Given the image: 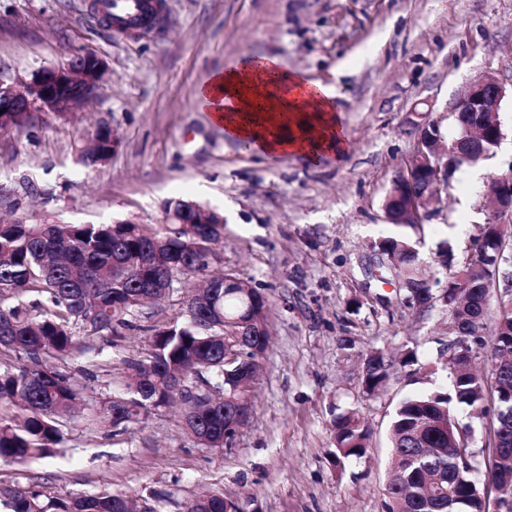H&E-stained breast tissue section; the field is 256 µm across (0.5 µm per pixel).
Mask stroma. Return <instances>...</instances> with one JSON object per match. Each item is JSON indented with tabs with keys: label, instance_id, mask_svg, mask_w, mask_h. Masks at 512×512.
Here are the masks:
<instances>
[{
	"label": "stroma",
	"instance_id": "obj_1",
	"mask_svg": "<svg viewBox=\"0 0 512 512\" xmlns=\"http://www.w3.org/2000/svg\"><path fill=\"white\" fill-rule=\"evenodd\" d=\"M97 2L0 0V79L84 52L108 66L80 111L37 112L27 127L0 128V216L155 224L172 198L212 209L224 217L214 269L269 299V344L250 418L224 447L196 442L170 406L109 440L92 427L94 411L123 383L146 327L174 320L181 299L145 307L121 336L94 338L101 353L92 361L69 360L87 373L60 453L0 463V484L36 483L50 496L124 493L153 512H185L207 491L238 499L245 512H384L396 405L450 390L454 335L446 307L407 303L375 243L407 238L426 275L447 283L483 235L487 180L512 169V96L497 115L498 147L452 172L424 224H389L382 204L423 117L453 140L449 106L474 79L512 83V0H157L160 22L148 34L117 32ZM247 50L335 88L349 140L343 158H269L211 121L198 89ZM101 123L118 146L91 168L77 148ZM378 349L396 359L410 350L417 361L393 365L386 387L370 394L363 362ZM349 411L371 441L363 458L338 465L334 423Z\"/></svg>",
	"mask_w": 512,
	"mask_h": 512
}]
</instances>
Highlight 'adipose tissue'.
Listing matches in <instances>:
<instances>
[{"mask_svg":"<svg viewBox=\"0 0 512 512\" xmlns=\"http://www.w3.org/2000/svg\"><path fill=\"white\" fill-rule=\"evenodd\" d=\"M196 97L228 138L250 142L259 154L312 159L346 151L334 90L323 86L309 95L306 82L277 59L261 71L242 63L217 71Z\"/></svg>","mask_w":512,"mask_h":512,"instance_id":"1","label":"adipose tissue"}]
</instances>
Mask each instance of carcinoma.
Here are the masks:
<instances>
[{
  "mask_svg": "<svg viewBox=\"0 0 512 512\" xmlns=\"http://www.w3.org/2000/svg\"><path fill=\"white\" fill-rule=\"evenodd\" d=\"M111 128L99 130L102 145L83 162L96 166L112 157ZM187 201L171 199L166 207L179 224H58L44 220L0 224V462L25 463L55 456L64 443L66 421L80 403L76 376L62 365L91 349L80 338L118 336L148 300L140 295L168 268L185 266L205 274L217 259L224 225L210 215L197 224ZM408 242L386 237L379 247L399 250L396 266L412 303L428 308L439 302L458 304L463 336L448 346L452 393L412 394L396 407L390 428L391 468L385 512H486L485 490L512 491V417L496 418L494 462L475 476L467 426H448L450 404L479 413L487 398L497 407L512 405V364H488L482 370L471 341L485 329L486 300L496 288L499 314L493 336L512 353V265L498 253H512V239L495 226L449 279L433 291L419 276ZM213 296L190 274L174 284L186 298L182 321L149 328L143 355L127 361L124 388L103 402L92 422L115 438L152 407L178 404L188 434L212 448L236 434L249 417L248 392L262 369L268 340L266 297L247 295L240 279ZM469 281V300L455 297L459 280ZM392 360L383 352L366 357L363 383L376 392L389 376ZM370 427L355 414L336 418V461L362 457ZM458 499L448 502V482ZM0 503L8 512H137L138 502L123 494L47 498L32 486H0ZM237 512L238 501L222 493L194 499L189 512Z\"/></svg>",
  "mask_w": 512,
  "mask_h": 512,
  "instance_id": "cac0c4a2",
  "label": "carcinoma"
}]
</instances>
